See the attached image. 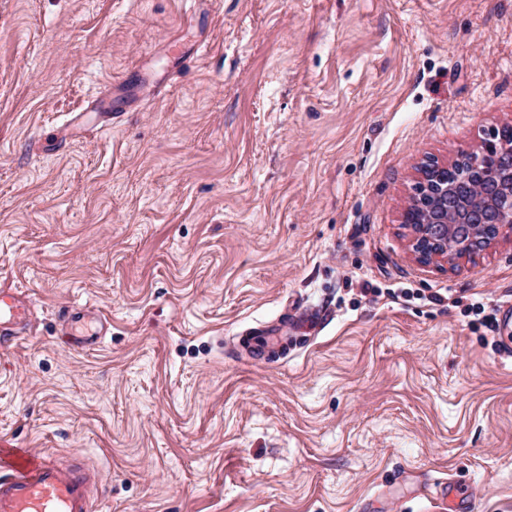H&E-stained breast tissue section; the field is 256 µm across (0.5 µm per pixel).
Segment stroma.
I'll use <instances>...</instances> for the list:
<instances>
[{"label":"stroma","mask_w":512,"mask_h":512,"mask_svg":"<svg viewBox=\"0 0 512 512\" xmlns=\"http://www.w3.org/2000/svg\"><path fill=\"white\" fill-rule=\"evenodd\" d=\"M504 124L512 0H0V288L33 312L0 448L80 456L94 512H512V236L426 267L400 223ZM63 322L65 325V336H70L71 342L77 346L95 345L106 334L103 332V322H106V319L95 310L67 311L63 314ZM88 324L90 328L94 326L95 329L81 332L79 335L76 334L78 327H87Z\"/></svg>","instance_id":"35a3bbf8"}]
</instances>
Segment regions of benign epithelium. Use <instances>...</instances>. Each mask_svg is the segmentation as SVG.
Wrapping results in <instances>:
<instances>
[{
  "mask_svg": "<svg viewBox=\"0 0 512 512\" xmlns=\"http://www.w3.org/2000/svg\"><path fill=\"white\" fill-rule=\"evenodd\" d=\"M500 133L492 130L479 154L464 151L450 164L419 167L416 193L401 223L413 233L411 246L421 265L464 258L512 230V173L503 179L489 171L512 152Z\"/></svg>",
  "mask_w": 512,
  "mask_h": 512,
  "instance_id": "benign-epithelium-1",
  "label": "benign epithelium"
}]
</instances>
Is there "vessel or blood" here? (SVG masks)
I'll list each match as a JSON object with an SVG mask.
<instances>
[{
    "label": "vessel or blood",
    "mask_w": 512,
    "mask_h": 512,
    "mask_svg": "<svg viewBox=\"0 0 512 512\" xmlns=\"http://www.w3.org/2000/svg\"><path fill=\"white\" fill-rule=\"evenodd\" d=\"M30 309L20 293L0 289V348L21 336ZM65 333L73 344L91 346L103 337V316L73 310L63 315ZM99 473L79 462L51 457L0 456V512H93L91 490Z\"/></svg>",
    "instance_id": "obj_1"
}]
</instances>
